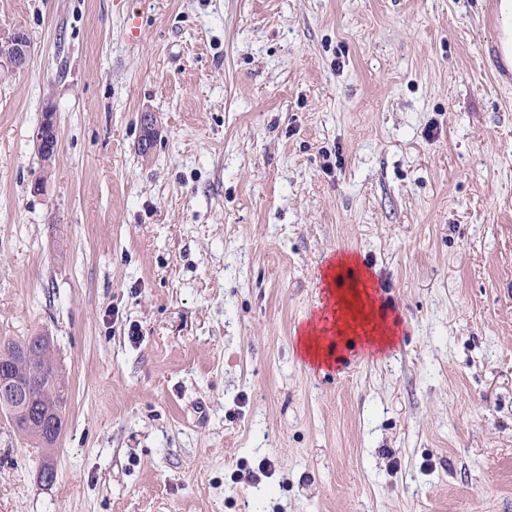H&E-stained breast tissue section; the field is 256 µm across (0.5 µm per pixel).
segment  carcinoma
Listing matches in <instances>:
<instances>
[{"mask_svg": "<svg viewBox=\"0 0 512 512\" xmlns=\"http://www.w3.org/2000/svg\"><path fill=\"white\" fill-rule=\"evenodd\" d=\"M0 362L9 365L16 375L26 381L33 407L66 412L67 380L47 336H27L22 339L0 336ZM16 432L46 451L52 448L36 427L37 421L27 423L26 417L5 413Z\"/></svg>", "mask_w": 512, "mask_h": 512, "instance_id": "carcinoma-1", "label": "carcinoma"}]
</instances>
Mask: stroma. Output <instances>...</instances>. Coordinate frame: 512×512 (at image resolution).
<instances>
[{"mask_svg":"<svg viewBox=\"0 0 512 512\" xmlns=\"http://www.w3.org/2000/svg\"><path fill=\"white\" fill-rule=\"evenodd\" d=\"M483 2L0 0L31 39L0 72V336L68 380L52 484L0 414V512H512ZM341 253L398 339L317 367L296 332Z\"/></svg>","mask_w":512,"mask_h":512,"instance_id":"stroma-1","label":"stroma"}]
</instances>
